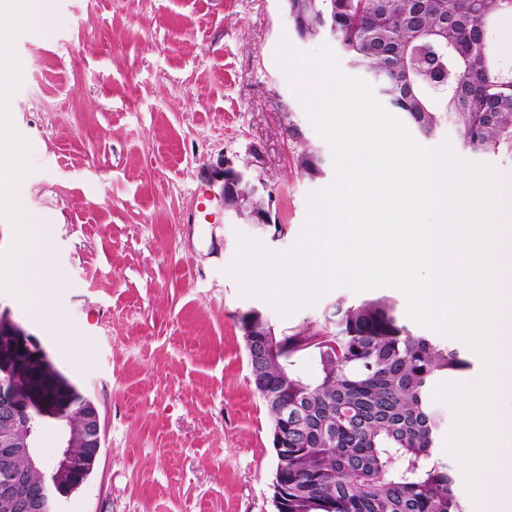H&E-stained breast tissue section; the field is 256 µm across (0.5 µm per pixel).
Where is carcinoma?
Instances as JSON below:
<instances>
[{
  "instance_id": "obj_1",
  "label": "carcinoma",
  "mask_w": 512,
  "mask_h": 512,
  "mask_svg": "<svg viewBox=\"0 0 512 512\" xmlns=\"http://www.w3.org/2000/svg\"><path fill=\"white\" fill-rule=\"evenodd\" d=\"M301 40L328 31L350 63L418 133L451 123L461 148L512 163V59L487 29L512 0H286ZM308 148L299 167L321 172ZM276 359L244 337L253 386L271 415L276 512H464L448 467L432 459L442 418L430 400L457 353L399 323L385 298L338 302L324 321L275 331ZM288 415H283V398Z\"/></svg>"
}]
</instances>
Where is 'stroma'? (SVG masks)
Here are the masks:
<instances>
[{"label": "stroma", "instance_id": "1", "mask_svg": "<svg viewBox=\"0 0 512 512\" xmlns=\"http://www.w3.org/2000/svg\"><path fill=\"white\" fill-rule=\"evenodd\" d=\"M51 22L16 28L9 89L27 170L17 204L40 216L53 315L0 292V309L38 337L96 402L103 448L65 512H275L270 418L251 382L240 317L258 309L278 329L322 321L336 301L385 298L401 324L456 351L478 383L483 364L460 340L419 326L385 287H346L281 317L227 275L238 234L283 253L297 241L310 192L328 187L330 145L315 131L278 62L298 39L284 0H48ZM296 125L300 140L288 137ZM326 160L304 175V149ZM500 183V251L512 250V164L478 155ZM262 180L280 235L230 216L213 171ZM204 192L214 224L188 217ZM432 457L446 464L465 512L473 502L447 450L450 407Z\"/></svg>", "mask_w": 512, "mask_h": 512}]
</instances>
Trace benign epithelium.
I'll list each match as a JSON object with an SVG mask.
<instances>
[{
	"mask_svg": "<svg viewBox=\"0 0 512 512\" xmlns=\"http://www.w3.org/2000/svg\"><path fill=\"white\" fill-rule=\"evenodd\" d=\"M260 187L241 173L224 172V206H234L257 195ZM78 413L81 428L61 431L63 451L49 466L47 480L17 492L24 478L11 469L20 456L29 469L42 471L37 441L48 421H66ZM0 512H62V502L88 479L102 449L98 407L74 381L56 370L37 336L0 312Z\"/></svg>",
	"mask_w": 512,
	"mask_h": 512,
	"instance_id": "obj_1",
	"label": "benign epithelium"
}]
</instances>
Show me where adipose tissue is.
I'll return each mask as SVG.
<instances>
[{
	"mask_svg": "<svg viewBox=\"0 0 512 512\" xmlns=\"http://www.w3.org/2000/svg\"><path fill=\"white\" fill-rule=\"evenodd\" d=\"M50 19L45 0H0V96L5 95L13 79L9 43L19 27H40ZM12 113L0 112V153L9 155L11 167L0 171V201L14 203L13 187L25 169L24 155L11 136ZM13 245L7 261L0 262V288L8 289L24 307L39 312L51 304L49 290L32 293L28 287L45 265V257L36 244L40 221L26 211H18Z\"/></svg>",
	"mask_w": 512,
	"mask_h": 512,
	"instance_id": "adipose-tissue-1",
	"label": "adipose tissue"
}]
</instances>
